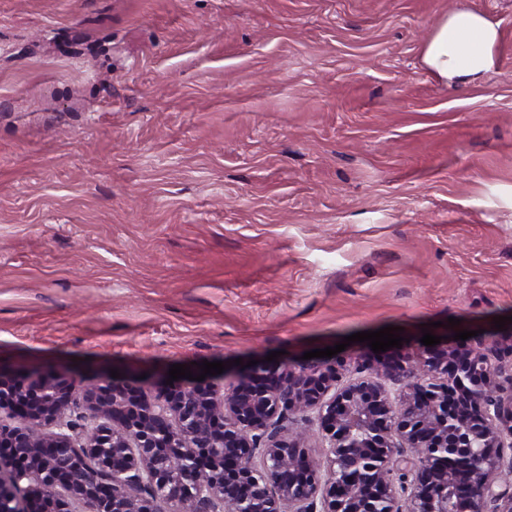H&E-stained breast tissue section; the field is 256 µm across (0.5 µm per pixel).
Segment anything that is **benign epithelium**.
I'll return each mask as SVG.
<instances>
[{"instance_id":"benign-epithelium-1","label":"benign epithelium","mask_w":512,"mask_h":512,"mask_svg":"<svg viewBox=\"0 0 512 512\" xmlns=\"http://www.w3.org/2000/svg\"><path fill=\"white\" fill-rule=\"evenodd\" d=\"M467 346H434L405 362L358 357L258 363L227 388L162 384L155 392L102 374L92 380L0 367V512H512V375ZM421 370L391 393L382 379ZM355 377L342 381L345 372ZM81 399L82 424L66 420ZM315 412L326 443L315 459L298 431L271 430ZM418 459L400 503L392 464ZM470 472L459 482L458 465Z\"/></svg>"}]
</instances>
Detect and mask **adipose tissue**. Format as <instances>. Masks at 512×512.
Returning a JSON list of instances; mask_svg holds the SVG:
<instances>
[{"label":"adipose tissue","mask_w":512,"mask_h":512,"mask_svg":"<svg viewBox=\"0 0 512 512\" xmlns=\"http://www.w3.org/2000/svg\"><path fill=\"white\" fill-rule=\"evenodd\" d=\"M498 29L483 14L457 10L435 28L423 51L427 67L456 87L480 81L495 67Z\"/></svg>","instance_id":"1"}]
</instances>
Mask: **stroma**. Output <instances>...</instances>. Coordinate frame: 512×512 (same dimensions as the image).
<instances>
[{"mask_svg": "<svg viewBox=\"0 0 512 512\" xmlns=\"http://www.w3.org/2000/svg\"><path fill=\"white\" fill-rule=\"evenodd\" d=\"M459 9L499 30L465 88L423 61ZM499 316L512 0H0V364L225 385Z\"/></svg>", "mask_w": 512, "mask_h": 512, "instance_id": "stroma-1", "label": "stroma"}]
</instances>
